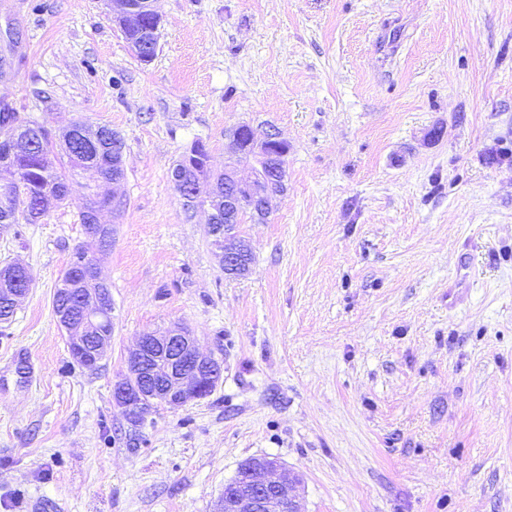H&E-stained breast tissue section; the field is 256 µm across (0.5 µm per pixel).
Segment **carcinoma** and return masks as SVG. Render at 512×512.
I'll return each mask as SVG.
<instances>
[{
  "mask_svg": "<svg viewBox=\"0 0 512 512\" xmlns=\"http://www.w3.org/2000/svg\"><path fill=\"white\" fill-rule=\"evenodd\" d=\"M19 129L28 130L35 147L15 156L10 165L14 168L18 182L8 186L0 184V219L8 218V223L16 224V213H21L25 222L36 224L51 209L64 203L70 193V183L74 177L87 174L93 179L112 180V148L99 153H80L70 144L80 140L84 129L81 122H75L62 136L61 154L54 152L52 135L34 121H22L16 108L0 111V143L13 137ZM104 200L91 193L86 196L80 209L81 224L91 221L94 210L103 206ZM62 288H80L82 294L89 295L94 284L81 280L65 270L61 280Z\"/></svg>",
  "mask_w": 512,
  "mask_h": 512,
  "instance_id": "carcinoma-1",
  "label": "carcinoma"
}]
</instances>
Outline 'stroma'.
I'll list each match as a JSON object with an SVG mask.
<instances>
[{
	"label": "stroma",
	"mask_w": 512,
	"mask_h": 512,
	"mask_svg": "<svg viewBox=\"0 0 512 512\" xmlns=\"http://www.w3.org/2000/svg\"><path fill=\"white\" fill-rule=\"evenodd\" d=\"M131 53L106 0H0L17 28L0 97L53 137L125 142L124 206L98 253L112 343L71 357L53 295L86 244L75 178L36 224H0L33 275L0 323V512H214L255 456L301 512H512V0H158ZM276 130L286 189L225 274L170 171L195 140ZM463 282L449 306L447 292ZM182 324L224 362L207 397L131 425L128 350Z\"/></svg>",
	"instance_id": "stroma-1"
}]
</instances>
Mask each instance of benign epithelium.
I'll return each mask as SVG.
<instances>
[{
	"mask_svg": "<svg viewBox=\"0 0 512 512\" xmlns=\"http://www.w3.org/2000/svg\"><path fill=\"white\" fill-rule=\"evenodd\" d=\"M155 0H108L112 22L123 31L136 30L127 42L134 56L142 63L153 60L159 50L161 16ZM147 12L154 24L140 25L139 13ZM237 152L251 155L262 172L241 175L231 166H224V197L212 195L205 203H198V192H188L182 178L173 173V183L183 196H189L193 211L208 214L209 235L224 248V273L236 275L247 265L248 243L233 233L240 211L251 209L258 217L270 213L272 198L284 191L285 164L288 143L278 134L269 133L257 140L252 127L239 125L233 132ZM30 149L29 137H16L3 152L0 169L14 173L8 158ZM28 266L16 263L12 273V287L4 289L10 305L16 307L29 293L32 283L24 278ZM68 335L71 357L82 364L99 363L105 356L112 337L99 331L106 321L105 307L98 296L91 295L81 316L72 319L57 315ZM223 360L212 354H203L198 340L182 325L141 337L129 352L127 373L113 385L112 401L129 420L145 418L159 405L185 407L208 396L223 375ZM280 462L269 456L250 458L242 463L234 479L224 484V494L218 512H300L298 506L300 479L279 472Z\"/></svg>",
	"mask_w": 512,
	"mask_h": 512,
	"instance_id": "obj_1",
	"label": "benign epithelium"
}]
</instances>
